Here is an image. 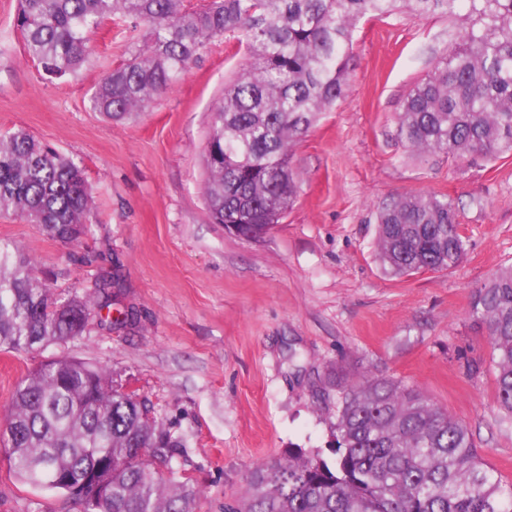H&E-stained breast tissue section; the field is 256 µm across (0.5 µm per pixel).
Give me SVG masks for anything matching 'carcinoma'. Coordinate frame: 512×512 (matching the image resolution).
Returning <instances> with one entry per match:
<instances>
[{
	"label": "carcinoma",
	"mask_w": 512,
	"mask_h": 512,
	"mask_svg": "<svg viewBox=\"0 0 512 512\" xmlns=\"http://www.w3.org/2000/svg\"><path fill=\"white\" fill-rule=\"evenodd\" d=\"M26 56L56 78L75 74L90 34L108 19L148 27L128 62L92 92L93 111L121 122L146 111L198 51L223 35L247 62L212 113L204 159L210 216L253 238L279 223L298 186L291 149L349 87L351 48L363 18L440 15L451 46L415 83L397 116L411 151L454 162L512 151V0H19ZM70 243L95 218L82 167L30 134L0 137V214ZM376 259L402 278L456 266L466 236L444 194L401 196L379 211ZM96 315L89 298L53 297L34 261L0 240V349L30 352L81 336ZM469 318L486 329L497 401L512 421V265L475 289ZM336 455L288 452L252 469L224 512H512L502 484L478 456L468 426L423 392L383 377L336 371ZM154 407L79 359L39 364L18 385L0 442L24 484L70 496L91 449L112 463L109 498L95 512H195L193 479L162 474L142 450L173 458L180 442Z\"/></svg>",
	"instance_id": "cac0c4a2"
}]
</instances>
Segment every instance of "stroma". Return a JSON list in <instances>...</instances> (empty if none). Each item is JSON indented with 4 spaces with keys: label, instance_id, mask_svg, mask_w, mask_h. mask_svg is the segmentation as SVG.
<instances>
[{
    "label": "stroma",
    "instance_id": "stroma-1",
    "mask_svg": "<svg viewBox=\"0 0 512 512\" xmlns=\"http://www.w3.org/2000/svg\"><path fill=\"white\" fill-rule=\"evenodd\" d=\"M19 0H0V134L23 130L83 167L96 219L77 242L0 215V239L33 258L56 295L118 276L112 304L78 340L0 350V427L38 363L78 358L150 400L181 446L172 461L200 490L196 512H224L252 468L327 450L337 368L381 374L464 421L480 457L512 482L484 329L471 295L512 264V154L488 162L425 158L396 138L407 93L450 46L441 16L360 21L349 90L296 144L294 207L262 238L213 223L203 186L211 114L245 51L217 36L140 117L105 121L89 97L128 60L141 31L125 20L94 35L76 76L54 79L24 55ZM447 195L469 238L454 268L404 278L375 258L376 216L406 194ZM134 319L119 324L121 314ZM0 512H83L22 484L0 451Z\"/></svg>",
    "mask_w": 512,
    "mask_h": 512
}]
</instances>
